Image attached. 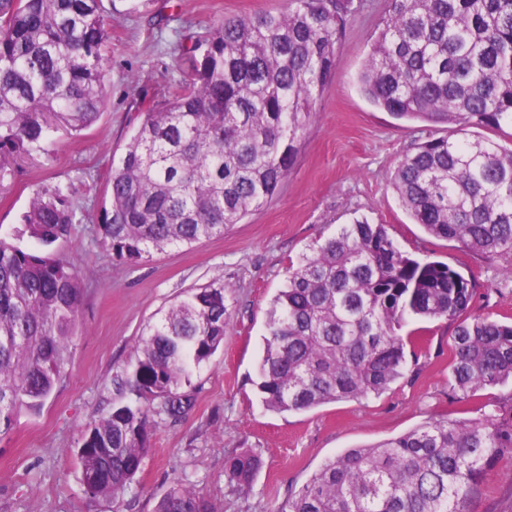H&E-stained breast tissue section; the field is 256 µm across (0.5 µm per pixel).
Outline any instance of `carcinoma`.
Here are the masks:
<instances>
[{
	"label": "carcinoma",
	"mask_w": 512,
	"mask_h": 512,
	"mask_svg": "<svg viewBox=\"0 0 512 512\" xmlns=\"http://www.w3.org/2000/svg\"><path fill=\"white\" fill-rule=\"evenodd\" d=\"M350 0H291L285 11L217 23L200 57L141 121L105 180L101 244L138 265L173 245L224 235L288 177L323 86L338 64ZM103 0H0V171L51 134L98 119L110 39ZM359 83L398 119L459 126L406 155L391 186L430 235L492 257L512 252V148L469 133L512 125V0H387ZM22 227L0 233V436L36 412L66 374L82 288L61 254L23 248L71 237L60 189L36 188ZM475 285L440 261L401 250L384 224L357 220L288 267L267 323L257 388L267 409L304 412L378 396L405 377L419 334L408 319L454 325L448 390L474 399L512 381V323L466 316ZM225 287L195 288L135 346L117 397L82 432L86 498L119 503L140 473L158 421L193 400L191 368L224 341ZM512 455V395L475 419H431L325 462L282 512H467L492 461ZM261 457H225L248 494ZM155 512H216L174 483Z\"/></svg>",
	"instance_id": "1"
}]
</instances>
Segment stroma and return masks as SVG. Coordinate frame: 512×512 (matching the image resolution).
Returning <instances> with one entry per match:
<instances>
[{
    "instance_id": "35a3bbf8",
    "label": "stroma",
    "mask_w": 512,
    "mask_h": 512,
    "mask_svg": "<svg viewBox=\"0 0 512 512\" xmlns=\"http://www.w3.org/2000/svg\"><path fill=\"white\" fill-rule=\"evenodd\" d=\"M346 18L336 74L324 86L298 154L277 194L242 223L191 247H170L131 266L100 242L105 177L141 112L182 80L188 49L219 21L287 9L288 0H113L107 50L111 78L98 121L77 137L58 136L0 173V228L19 224L35 186L61 187L76 212L72 238L54 244L82 281L80 332L66 376L40 413L21 415L0 438V512H154L178 478L218 512H279L328 459L397 437L429 419L475 418L480 403L448 395L453 327L410 322L426 332L412 375L379 396L276 413L255 385L273 300L288 265L338 225L367 219L389 228L399 247L447 263L475 283L469 312L512 322V253L485 257L414 224L390 186L403 156L430 138H458L456 126L401 120L373 106L358 78L385 0ZM226 284L230 322L223 345L196 368L195 401L178 422L154 429L143 468L120 505L89 502L77 441L114 399L113 379L136 343L190 289ZM262 459L253 493L231 491L224 459L233 450ZM512 502V456L496 458L470 512Z\"/></svg>"
}]
</instances>
